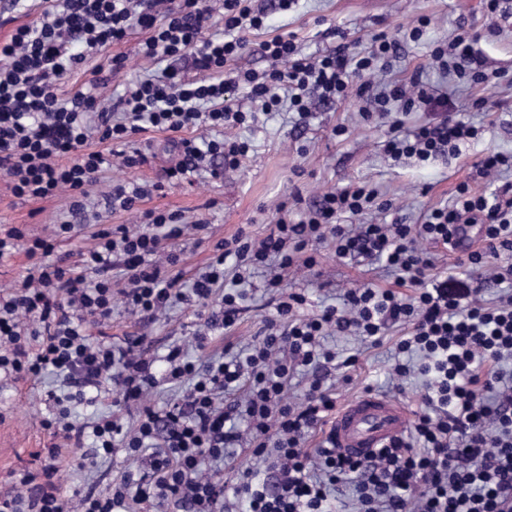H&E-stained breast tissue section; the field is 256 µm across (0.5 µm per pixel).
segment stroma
Listing matches in <instances>:
<instances>
[{
	"label": "stroma",
	"instance_id": "obj_1",
	"mask_svg": "<svg viewBox=\"0 0 512 512\" xmlns=\"http://www.w3.org/2000/svg\"><path fill=\"white\" fill-rule=\"evenodd\" d=\"M254 7L264 9L267 25L262 31L249 34L245 51L224 70L225 77L237 71L268 70L269 63L258 50L259 43L278 35L292 34L303 54L319 55L322 50L345 44L351 53L362 52L371 37L379 32L400 40L401 51L388 72L391 80H405L415 70H422L439 91L448 93L466 119L481 126L479 140L461 145L455 157L440 156L420 162L414 159H390L383 151V132L375 122L361 119L352 101L323 102L312 96L313 117L306 128L295 129L288 110L259 115L252 127H228L229 138L250 141L252 149L241 167L225 171L223 179L193 175L181 183L168 185L164 171L170 164L169 135L149 128L133 135L132 148L141 150L146 161L123 169L109 163L99 182L90 188L86 225L71 239L59 242V254L77 257L94 244L93 233L99 224L136 222L133 213L105 207L104 198L115 182L152 185L153 190L142 206L183 212L187 221L201 220L208 228L199 246H187L178 269L183 280L194 278L211 255L212 246L223 238L246 230L253 237L264 238L278 218L277 207L283 202L299 200L301 208L314 207L324 193L357 183L375 187L382 198L392 200L400 215L414 224L420 223L428 210L452 200L460 183H468L478 193H487L504 184H512V171L482 177L477 165L481 156L495 149L512 153V25L491 17L483 9L482 0H298L294 8L279 11L275 0H253ZM430 19L419 41H403V32ZM496 35H488L489 27ZM478 32L482 40L478 49L491 78L477 85H460L449 81L429 66L430 51L456 34ZM141 32H134L127 42L112 46L107 55L91 56L68 75L63 92H71L92 79L106 56L122 54L127 58L120 72L100 84L98 94L103 104L122 94L125 86L137 79L156 74L159 64L138 52ZM488 100V107L474 108L475 100ZM344 128V135H335V128ZM70 199L67 194L46 199L16 198L5 177L0 176V225L17 226L27 235L50 237L56 224L68 218ZM318 266H297L288 272V286L305 296L296 311L298 317L319 314L330 304H341L345 289L365 283L383 288L396 285L394 275L381 264H349L337 259L332 243L320 245ZM435 271H459L470 287L479 289L482 299L497 303L502 287L484 272L462 266L459 253L429 246ZM249 308L238 321L226 329L212 331L211 348H239L257 337L274 306L265 290L264 272L252 279ZM198 309L181 305L163 316L131 315L116 310L107 334L112 343L124 344L126 338L143 337L142 347L148 354L163 355L169 345L179 344L194 350V335L199 327ZM406 332L405 326L392 327L375 344H364L346 336L329 337L337 353L356 355L351 367L332 369L327 384L337 404H345L361 393L371 390L410 406L420 412L422 385L411 376L395 382L391 370L395 363V347ZM56 379L48 377L39 384L27 381L0 386V491L17 488V475L30 468L33 455L51 447L53 438L43 430L41 421L48 416L52 403L47 390L57 388ZM134 464L124 451L98 463L92 471L63 468V486L67 492L98 489L112 484Z\"/></svg>",
	"mask_w": 512,
	"mask_h": 512
}]
</instances>
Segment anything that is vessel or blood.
Wrapping results in <instances>:
<instances>
[{"instance_id":"1","label":"vessel or blood","mask_w":512,"mask_h":512,"mask_svg":"<svg viewBox=\"0 0 512 512\" xmlns=\"http://www.w3.org/2000/svg\"><path fill=\"white\" fill-rule=\"evenodd\" d=\"M409 425L410 413L404 404L366 392L338 409L327 434L337 452L362 458L405 436Z\"/></svg>"}]
</instances>
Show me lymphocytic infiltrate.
<instances>
[{
	"label": "lymphocytic infiltrate",
	"mask_w": 512,
	"mask_h": 512,
	"mask_svg": "<svg viewBox=\"0 0 512 512\" xmlns=\"http://www.w3.org/2000/svg\"><path fill=\"white\" fill-rule=\"evenodd\" d=\"M44 2L37 23L17 26L0 42V175L19 199L69 191L70 218L50 238L0 228V260L22 249L37 268L0 291V376L36 382L51 372L61 378L67 393L48 391L56 410L42 427L71 448L72 467L84 468L118 448L139 462L136 473L81 495L78 512H131L135 504L154 512H224L231 497L244 501L247 512H334L336 493L349 477L356 480L352 512H512V378L499 369L502 360L512 361V295L496 306L484 304L463 279L432 274L426 250L451 246L456 225L479 224L485 246L466 251V261L494 267L501 252H512V185L484 195L459 184L452 203L432 209L419 224L357 223L366 212L393 208L365 184L325 193L296 221L283 204L266 237L241 231L218 240L186 287L176 270L188 229L184 215L140 209L148 188L120 184L109 197L123 210L138 211L136 228H99L94 245L72 263L56 251L58 241L76 233L89 189L103 171L104 155L88 147L94 138L118 147L130 169L145 160L129 147L133 135L148 127L172 133L177 158L165 177L175 184L200 171L218 178L237 168L252 145L224 138V127L249 125L281 101H288L295 127H306L312 89L323 101L350 99L363 118L385 121V152L395 160L456 155L461 144L480 138L481 128L462 118L422 71L405 82L385 80L401 41L384 34L373 35L360 54L339 44L316 57L301 54L293 37L278 35L259 45L271 62L267 72L228 79L226 64L242 54L248 33L265 26L264 11L251 0H223L218 18L207 0ZM217 22L224 28L220 38L210 34ZM137 28L148 33L142 56H190L199 78L167 69L129 85L106 109L98 80L61 94V80L87 56L126 41ZM479 40L459 33L430 57L454 82H488ZM245 99L250 109H243ZM421 108L440 113V120L402 130L400 115ZM199 128L208 137H190ZM328 240L340 260L379 261L397 271L398 286L351 288L341 306L295 318L304 297L289 292L285 274L298 263L316 266L317 247ZM116 268L122 271L118 281ZM259 268L279 299L262 341L247 353L193 359L175 345L155 358L137 351L136 339L117 346L107 338L120 307L152 316L192 301L207 326L232 325ZM405 286L413 295L402 294ZM397 323L408 327L398 352L418 354L426 378L410 434L364 460L337 454L327 440L309 451V438L336 408L323 374L336 354L325 348L323 336L374 342ZM306 371L307 388L290 401L289 381ZM164 383L184 390L162 409L144 404L145 395ZM102 394L117 405L141 403L134 430L105 415L72 419V405ZM244 444L264 467L240 471L232 495H225L223 463ZM61 449H47L45 467L20 473L19 490L0 493V512H69L57 478Z\"/></svg>",
	"instance_id": "obj_1"
}]
</instances>
